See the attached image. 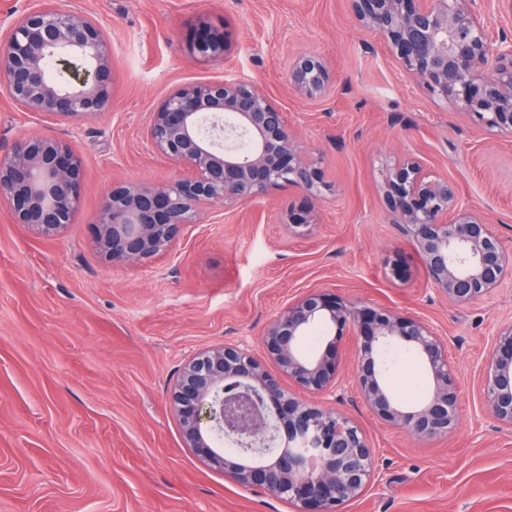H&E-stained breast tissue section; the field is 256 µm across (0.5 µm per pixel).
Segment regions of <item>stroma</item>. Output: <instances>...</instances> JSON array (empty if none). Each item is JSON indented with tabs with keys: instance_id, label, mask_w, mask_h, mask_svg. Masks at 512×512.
I'll return each mask as SVG.
<instances>
[{
	"instance_id": "35a3bbf8",
	"label": "stroma",
	"mask_w": 512,
	"mask_h": 512,
	"mask_svg": "<svg viewBox=\"0 0 512 512\" xmlns=\"http://www.w3.org/2000/svg\"><path fill=\"white\" fill-rule=\"evenodd\" d=\"M100 22L115 59L112 107L79 125L18 111L0 93V155L55 136L83 159L72 224L46 238L0 205V512H293L186 448L170 405L184 363L211 346L261 352L267 323L298 293L326 288L419 316L448 341L464 382L455 429L429 441L379 423L352 387L355 341L339 348L338 407L376 453L374 482L344 512H512V431L484 410L478 374L512 283L467 306L435 290L380 192L382 166L419 158L448 176L512 247V140L423 93L356 21L350 0H68ZM232 33L222 57L190 53L199 22ZM336 76L324 99L288 84L295 55ZM253 84L288 115L330 183L317 224L279 216L301 194L203 209L172 254L134 266L99 253L93 225L113 182L173 168L147 146L162 98L196 81ZM388 382L407 402L431 379L400 351Z\"/></svg>"
}]
</instances>
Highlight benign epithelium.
Here are the masks:
<instances>
[{
	"mask_svg": "<svg viewBox=\"0 0 512 512\" xmlns=\"http://www.w3.org/2000/svg\"><path fill=\"white\" fill-rule=\"evenodd\" d=\"M360 25L388 50L392 63L423 91L488 129L512 138V42L497 38L478 0H352ZM228 36L206 30L191 52L222 56ZM112 44L100 23L61 0H29L25 12L0 26V90L18 110L76 124L112 105ZM296 93L322 98L335 79L317 56L300 54L288 70ZM147 143L167 158L175 177L158 184L112 185L96 219V242L114 263L137 265L171 251L196 223L203 205L253 201L293 187L305 205L280 223L307 228L330 185L283 112L253 85L213 80L179 86L151 113ZM83 167L69 141L26 137L0 156V203L16 224L54 236L82 195ZM384 203L420 255L429 280L448 302L471 305L512 281V248L492 225L460 201L453 183L416 159L382 173ZM317 324L330 330L318 355L301 344ZM360 336L353 383L382 424L427 440L457 419L460 382L448 342L426 321L383 306H360L313 288L299 293L267 325L268 372L245 345L223 343L183 366L171 402L187 447L224 476L284 498L296 512H342L376 474L373 448L344 414L316 398L339 386L338 347ZM391 347L417 355L432 387L415 403L386 384ZM298 389L285 387L281 377ZM488 415L512 431V320L491 336L481 378ZM236 454L224 452V445Z\"/></svg>",
	"mask_w": 512,
	"mask_h": 512,
	"instance_id": "benign-epithelium-1",
	"label": "benign epithelium"
}]
</instances>
